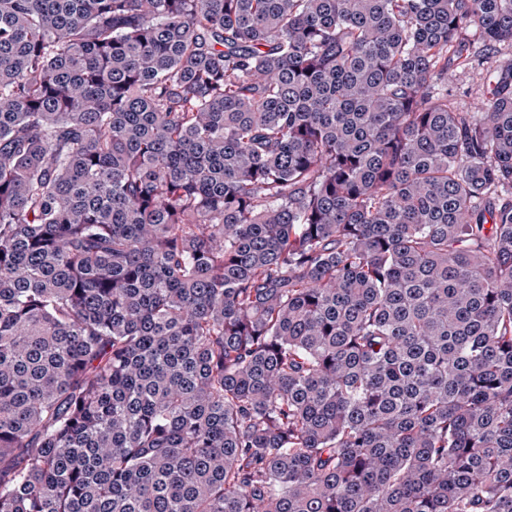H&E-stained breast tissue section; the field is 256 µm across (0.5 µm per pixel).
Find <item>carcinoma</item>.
I'll list each match as a JSON object with an SVG mask.
<instances>
[{
    "mask_svg": "<svg viewBox=\"0 0 512 512\" xmlns=\"http://www.w3.org/2000/svg\"><path fill=\"white\" fill-rule=\"evenodd\" d=\"M512 0H0V512H512ZM489 52L490 57L483 66L463 70L451 65L448 70V90L456 92L455 105L462 112H480L486 104L488 82L500 55L493 50Z\"/></svg>",
    "mask_w": 512,
    "mask_h": 512,
    "instance_id": "1",
    "label": "carcinoma"
}]
</instances>
